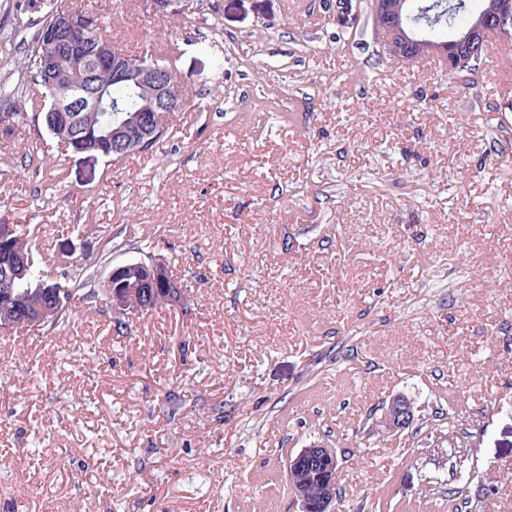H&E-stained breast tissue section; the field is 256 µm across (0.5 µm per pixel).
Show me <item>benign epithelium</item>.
<instances>
[{"mask_svg": "<svg viewBox=\"0 0 512 512\" xmlns=\"http://www.w3.org/2000/svg\"><path fill=\"white\" fill-rule=\"evenodd\" d=\"M149 7L153 14L165 17L186 9L188 0H150ZM370 7L373 17L379 20L376 31L382 37L390 59L411 62L423 56H434L450 73L481 52L492 29H512V0H489L465 28L446 41L424 38L409 20L403 0H370ZM96 27L93 17L69 13L57 19L46 32V52L41 67L43 78L53 91L47 111L53 115L56 132L63 136L79 122L80 113L102 110V86L134 87L144 97V105L138 114L115 120L116 128L108 134L88 129L74 142L73 151L77 153L110 155L112 159L120 160L131 154L130 146L140 145L156 136L169 120L185 110L186 104L184 97L174 92L178 79L173 69L157 59L134 58L117 48L107 34H95L92 39L79 35L81 30L94 34ZM129 268L140 272L137 287L151 288L165 282L169 287L170 306L184 305L179 283L168 278V268L161 259L155 258L147 263L139 261L112 268L106 287L113 309L123 315L145 312L143 308L129 306V295L124 290L112 288L113 281ZM414 419L413 408L407 400L395 397L389 402L384 417L388 430H404ZM307 470L320 473L321 493L312 499L298 487H292L300 512H337L339 460L335 450L323 442H312L288 459V478Z\"/></svg>", "mask_w": 512, "mask_h": 512, "instance_id": "benign-epithelium-1", "label": "benign epithelium"}]
</instances>
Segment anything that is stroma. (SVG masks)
<instances>
[{"mask_svg":"<svg viewBox=\"0 0 512 512\" xmlns=\"http://www.w3.org/2000/svg\"><path fill=\"white\" fill-rule=\"evenodd\" d=\"M46 2L0 0V224L97 295L0 334V512H299L314 441L340 512H512V76L391 60L368 0H62L129 54L179 44L186 111L115 161L41 121L9 33ZM154 257L185 307L114 332L108 272ZM415 416L411 404L401 398L394 397L388 404L384 422L390 431H401L409 428L414 422ZM318 471L321 477V493L318 498L311 499L304 491L292 484L291 479L304 471ZM339 471V460L333 448L323 442H312L301 448L298 453L288 459V479L300 506V512H337L335 502L336 479Z\"/></svg>","mask_w":512,"mask_h":512,"instance_id":"1","label":"stroma"}]
</instances>
